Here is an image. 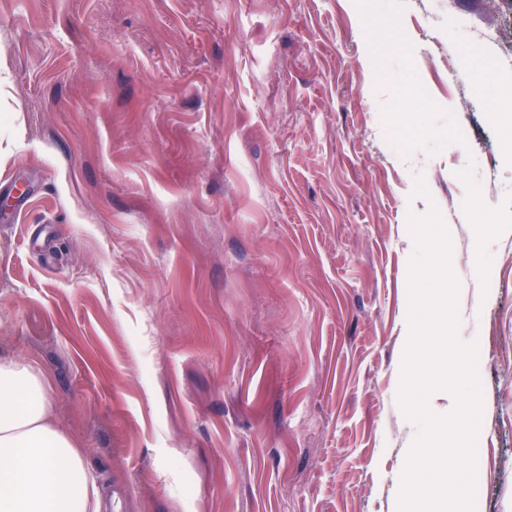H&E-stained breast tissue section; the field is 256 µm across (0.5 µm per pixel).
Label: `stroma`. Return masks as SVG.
I'll list each match as a JSON object with an SVG mask.
<instances>
[{
	"mask_svg": "<svg viewBox=\"0 0 512 512\" xmlns=\"http://www.w3.org/2000/svg\"><path fill=\"white\" fill-rule=\"evenodd\" d=\"M474 51L512 85V0H0V355L48 376L112 512H392L433 205L478 512H512V238L471 232L512 223V102Z\"/></svg>",
	"mask_w": 512,
	"mask_h": 512,
	"instance_id": "obj_1",
	"label": "stroma"
}]
</instances>
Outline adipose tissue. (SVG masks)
<instances>
[{"instance_id": "obj_1", "label": "adipose tissue", "mask_w": 512, "mask_h": 512, "mask_svg": "<svg viewBox=\"0 0 512 512\" xmlns=\"http://www.w3.org/2000/svg\"><path fill=\"white\" fill-rule=\"evenodd\" d=\"M54 413L47 376L0 356V512H108L92 462Z\"/></svg>"}]
</instances>
